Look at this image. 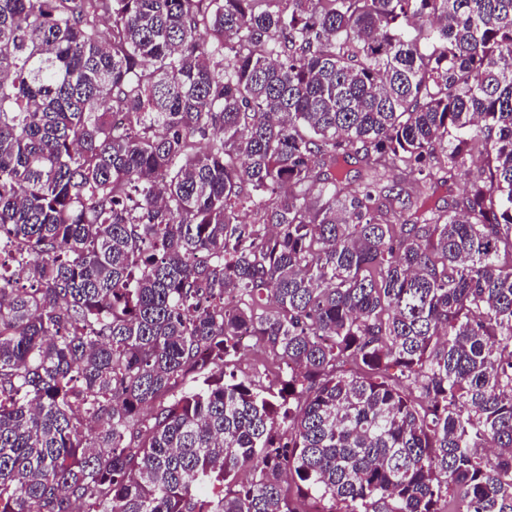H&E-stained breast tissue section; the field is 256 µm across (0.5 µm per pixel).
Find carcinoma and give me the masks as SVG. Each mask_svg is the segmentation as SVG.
Instances as JSON below:
<instances>
[{
  "instance_id": "carcinoma-1",
  "label": "carcinoma",
  "mask_w": 512,
  "mask_h": 512,
  "mask_svg": "<svg viewBox=\"0 0 512 512\" xmlns=\"http://www.w3.org/2000/svg\"><path fill=\"white\" fill-rule=\"evenodd\" d=\"M0 247V512H512V0H0ZM250 347L241 351L236 359L238 370L261 385L267 386L279 373V365L276 358L261 344L255 340L249 343Z\"/></svg>"
}]
</instances>
